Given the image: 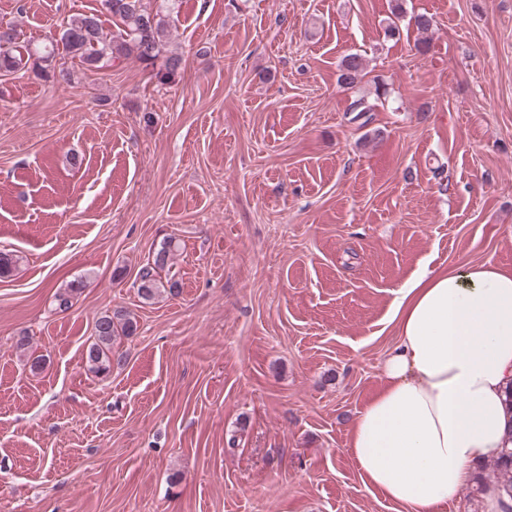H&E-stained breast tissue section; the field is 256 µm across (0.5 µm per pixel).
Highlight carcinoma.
Here are the masks:
<instances>
[{
  "instance_id": "1",
  "label": "carcinoma",
  "mask_w": 512,
  "mask_h": 512,
  "mask_svg": "<svg viewBox=\"0 0 512 512\" xmlns=\"http://www.w3.org/2000/svg\"><path fill=\"white\" fill-rule=\"evenodd\" d=\"M175 0H161L159 9L148 12L140 0H102L103 8L117 22L118 31L104 35L98 15L84 14L70 19L54 33L51 49L44 59H54L59 53L77 60L89 68H103L109 63L133 58L155 72V78L165 84L183 64V57L168 49V16ZM36 52L31 44L21 40V33L12 25L0 31V71L13 72L26 66ZM365 62L361 55H345L339 64L338 82L354 88L363 77ZM178 245L173 239L160 244L152 258L138 269L134 284L143 303H151L167 293L178 294L177 282L162 277ZM137 322L124 309L99 316L94 325V341L86 350V363L93 373H105L110 368L112 345L116 337L131 336ZM490 485L502 488L512 499V448H505L492 463L483 466L477 477L475 493L483 495Z\"/></svg>"
}]
</instances>
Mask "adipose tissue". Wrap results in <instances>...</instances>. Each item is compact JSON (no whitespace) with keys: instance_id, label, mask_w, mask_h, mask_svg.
<instances>
[{"instance_id":"adipose-tissue-1","label":"adipose tissue","mask_w":512,"mask_h":512,"mask_svg":"<svg viewBox=\"0 0 512 512\" xmlns=\"http://www.w3.org/2000/svg\"><path fill=\"white\" fill-rule=\"evenodd\" d=\"M385 384L354 420L364 480L409 512H446L477 464L506 447L512 272L491 263L423 271L395 292Z\"/></svg>"}]
</instances>
